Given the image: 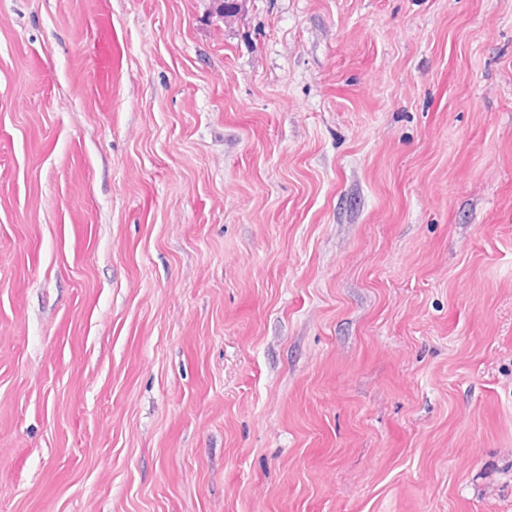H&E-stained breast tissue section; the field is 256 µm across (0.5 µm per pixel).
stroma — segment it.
Listing matches in <instances>:
<instances>
[{"label": "stroma", "instance_id": "obj_1", "mask_svg": "<svg viewBox=\"0 0 512 512\" xmlns=\"http://www.w3.org/2000/svg\"><path fill=\"white\" fill-rule=\"evenodd\" d=\"M0 512H512V0H0Z\"/></svg>", "mask_w": 512, "mask_h": 512}]
</instances>
